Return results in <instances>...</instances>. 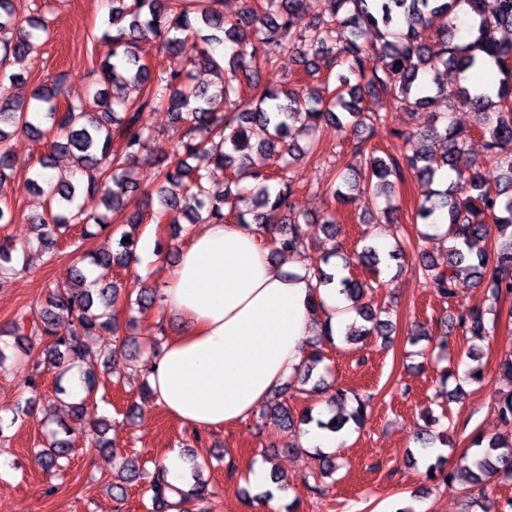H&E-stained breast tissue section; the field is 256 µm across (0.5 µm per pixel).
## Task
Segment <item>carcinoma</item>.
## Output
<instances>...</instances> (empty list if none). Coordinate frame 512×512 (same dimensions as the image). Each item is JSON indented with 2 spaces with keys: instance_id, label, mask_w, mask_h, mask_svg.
Wrapping results in <instances>:
<instances>
[{
  "instance_id": "cac0c4a2",
  "label": "carcinoma",
  "mask_w": 512,
  "mask_h": 512,
  "mask_svg": "<svg viewBox=\"0 0 512 512\" xmlns=\"http://www.w3.org/2000/svg\"><path fill=\"white\" fill-rule=\"evenodd\" d=\"M104 36L112 40V54L99 64L101 88L93 96L97 108L90 110L75 100L64 78L32 92L30 100L9 91L23 82L7 73L20 57L38 49L42 37L50 34L47 23L36 17L21 20L12 0H0V143L13 130L38 137L53 136L54 148L70 160L69 175L56 179L47 175L51 164L26 181V187L45 196L49 218L38 219L37 241L49 251L57 248L75 228L80 239L104 237L112 246L84 252L80 261L88 266L127 268L137 259L138 239L123 229L142 222L138 212L126 214L128 193L136 188L134 165L140 159L151 135L141 124L145 111L164 109L173 115L179 130L182 158L161 167L154 192L147 201L158 200L152 214L156 225L169 221L170 212L182 210L191 224H222L226 213L235 222L256 224L270 229L267 242L270 257L288 253L301 262L305 274L317 280L316 287L333 283L335 275L306 263L304 243L321 233L332 242L330 255L340 253L336 238L341 226L336 212L311 221L294 212L292 197L299 188L294 157L316 155L313 135L321 129L343 130L348 126L374 128L387 123V116L367 112L361 103L367 96L385 94L399 106L415 112L445 98L448 111L431 113L426 136L441 144L437 153H414L406 157L372 150L363 154L360 169L366 183L385 196L384 223H390L396 189L412 177L423 190V200L415 217L423 226L439 230L437 218L447 217V263L440 266L421 254L419 274L432 280L437 294L445 299L456 295L463 275L475 279L495 306L512 297V43L496 39L497 30H512V0H324L321 16L305 20L304 0H263L248 5L232 22L224 18L223 0H111ZM472 19L473 39L458 43L453 30L460 10ZM445 16L448 27L433 40L423 38L431 16ZM149 35L163 38L166 64L152 66L134 52L136 43ZM377 43L368 46V36ZM230 41L238 50L229 60L231 73L223 75L224 55L216 46ZM293 54L306 64L308 73L326 71L323 87L266 88L251 99L244 98V84H257L261 69L276 67L282 56ZM206 66L221 75L217 89L210 91L195 83L183 59ZM494 68L498 80L488 84L490 91L470 81L474 71ZM65 100L67 108L59 109ZM466 107L477 115V128L485 137L486 159L503 169L501 180L488 184L476 163L463 164L470 137L468 131L449 121L450 112ZM207 160L206 166L192 167V156ZM278 157L276 170L263 168L254 157ZM442 171L448 172V185L434 190L430 185ZM222 178L228 185H239L250 178L257 183L255 193L237 191L223 197L210 194V184ZM333 197L348 201L358 188L356 178L338 175ZM101 197L112 218L87 214L77 204L79 194ZM274 213L288 214V226L268 223ZM129 241H123V238ZM15 248L0 246V288L19 273ZM356 262L378 274L379 248L364 245L354 251ZM339 293L351 302L363 324L351 327L345 339L360 343L372 336L390 340L392 320L381 318L384 310L373 304L374 281L344 275L338 281ZM158 298L157 290L139 281L119 286L112 281L88 287L86 270L75 265L65 280L48 285L44 305L37 311L22 312L11 325L0 331V369L8 359L29 355L34 344L48 339L43 358L33 365L27 384L31 392L40 389L41 377L48 370L64 375L81 367L86 355L83 338L110 336L103 354L109 359L126 356L127 341L119 336L116 306L123 303L139 314L149 312ZM70 319V328L56 329L57 314ZM480 338L487 335L482 315L461 312L449 328ZM11 341H6V338ZM323 361L315 350L298 376L301 385L329 394L328 403L343 408L347 391L325 382L314 372ZM86 396L71 406L72 417H83L85 406L106 376L96 379L81 372ZM371 396L355 395L350 415H333L327 420L312 412L294 415L284 400H274L268 410L288 427L316 422L321 429L341 431L348 421L362 425ZM497 412L502 423L512 428V390L499 396ZM57 429L35 454L45 471L62 470L75 451L69 439L71 430L62 419ZM111 422L102 419L91 426V445L112 454L106 437ZM316 477L321 479L343 467L338 458L321 452L313 455ZM462 471L477 482L498 478L512 481V435L489 441L474 458H463ZM153 512H165L167 498L198 502L213 495L208 484L196 481L189 488H177L165 480L163 464L154 463L148 485Z\"/></svg>"
}]
</instances>
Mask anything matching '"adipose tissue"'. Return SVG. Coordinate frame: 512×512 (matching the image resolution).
Segmentation results:
<instances>
[{
    "instance_id": "1",
    "label": "adipose tissue",
    "mask_w": 512,
    "mask_h": 512,
    "mask_svg": "<svg viewBox=\"0 0 512 512\" xmlns=\"http://www.w3.org/2000/svg\"><path fill=\"white\" fill-rule=\"evenodd\" d=\"M184 322L152 359L151 395L193 431L254 414L297 371L320 320L333 331L352 320L337 288L288 276L260 233L227 222L195 228L162 288Z\"/></svg>"
}]
</instances>
